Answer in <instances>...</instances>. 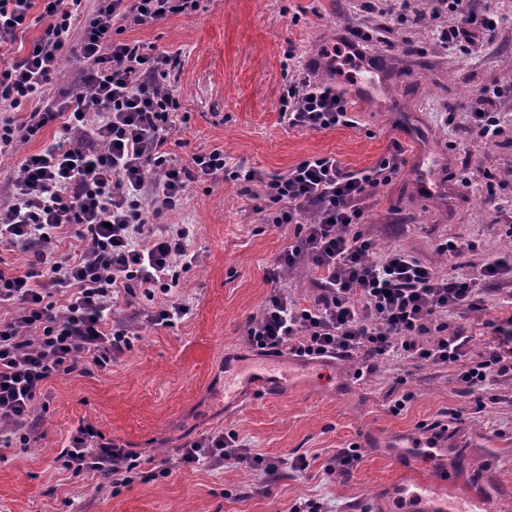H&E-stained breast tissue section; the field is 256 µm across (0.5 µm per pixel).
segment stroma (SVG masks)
Wrapping results in <instances>:
<instances>
[{
    "instance_id": "obj_1",
    "label": "stroma",
    "mask_w": 512,
    "mask_h": 512,
    "mask_svg": "<svg viewBox=\"0 0 512 512\" xmlns=\"http://www.w3.org/2000/svg\"><path fill=\"white\" fill-rule=\"evenodd\" d=\"M475 4L508 22L492 38L475 36L466 53L442 45L441 32L454 19L428 16V0H201L195 12L125 36L181 59L170 85L190 114L176 133L186 143L177 152L183 161L220 147L230 164L266 178L326 153L361 169L374 166L400 129H409L420 159L378 189L367 222L378 252L405 248L444 272L447 260L431 248L436 238L476 242L478 261L512 254V238L500 230L512 222V179L490 195L479 173L483 166L512 168V100L491 95L512 82V0ZM341 32L361 33L367 53L386 61V109L357 106L354 128H288L278 103L286 58L303 64L332 48ZM473 107L499 119L495 140L468 133ZM419 177L434 194H417ZM265 207L257 190L239 182L208 190L193 183L181 209L162 216V223L195 229L199 261L177 290L189 314L173 328L145 330L149 302L118 298L113 323L141 327V335L109 369L49 385L39 438L27 448L0 447V512H288L307 499L323 502L325 512H405L401 492L432 477V455L448 460V512H466L474 500L490 512H512V380L501 382L496 401L478 412L445 366L382 362L358 380L353 362L304 361L245 346L247 321L271 291L266 272L293 238L291 230L267 224ZM270 362L291 376L283 397L247 390L225 403V370ZM407 391L412 401L392 414L391 393ZM452 411L461 422L450 424L444 447L428 448L424 425L447 422ZM82 421L140 461L166 462L169 476L116 488L62 470L56 457ZM220 429L236 432L251 454L302 455L308 467L297 472L285 464L269 475L232 463L179 468L185 441ZM414 444L413 465L393 466L394 450ZM350 446L361 459L343 477L334 470L336 455Z\"/></svg>"
}]
</instances>
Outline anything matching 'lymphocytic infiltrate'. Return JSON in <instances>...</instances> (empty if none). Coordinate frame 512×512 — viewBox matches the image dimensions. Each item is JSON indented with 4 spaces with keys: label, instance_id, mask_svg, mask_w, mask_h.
<instances>
[{
    "label": "lymphocytic infiltrate",
    "instance_id": "obj_1",
    "mask_svg": "<svg viewBox=\"0 0 512 512\" xmlns=\"http://www.w3.org/2000/svg\"><path fill=\"white\" fill-rule=\"evenodd\" d=\"M76 23L82 0H47L48 23L24 56L12 49L30 27L36 0H0V154L58 127L57 136L27 155L0 186V250L34 252L28 267L0 265V447H28L39 429L50 380L89 367L107 369L136 338L110 322L115 294L141 293L152 301L146 325L174 327L189 313L174 296L198 261L194 230L162 223L182 205L189 183L231 179L260 184L275 228H292L293 240L267 271L274 289L247 324L245 344L259 352L289 350L309 360L403 358L420 366L453 368L460 393L477 408L512 375L501 353L512 344V316L488 319L498 347L473 350L449 314L485 315L483 282L512 271L495 258L457 272L475 242L443 239L435 250L454 272L441 275L412 252L394 248L373 258L365 231V200L388 184L405 162L392 141L376 165L345 166L333 154L313 155L282 176L262 178L251 168L229 165L222 149L192 153L179 161L169 149L174 129L190 120L167 79L180 59L155 46L125 39L127 28L198 10L200 0H93ZM459 20L442 32L452 48H465L475 31L493 33L499 21L471 10L469 0H446ZM84 60L78 85L63 102L50 97L64 57ZM288 127L322 131L358 121L347 89L321 79L315 68L293 70L279 95ZM73 233L80 250L59 256L54 247ZM317 269V293L299 302L279 289L285 271L302 264ZM75 474L99 473L114 486L150 482L167 466L141 469L114 439L91 423H79L57 456ZM229 461L272 472L280 464L244 453L236 432L213 431L185 443L178 464L197 469Z\"/></svg>",
    "mask_w": 512,
    "mask_h": 512
}]
</instances>
